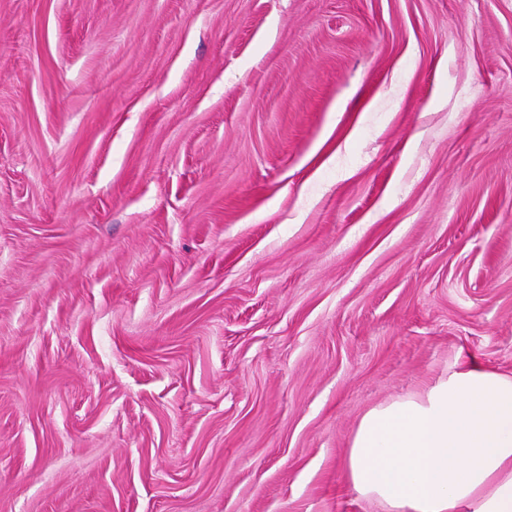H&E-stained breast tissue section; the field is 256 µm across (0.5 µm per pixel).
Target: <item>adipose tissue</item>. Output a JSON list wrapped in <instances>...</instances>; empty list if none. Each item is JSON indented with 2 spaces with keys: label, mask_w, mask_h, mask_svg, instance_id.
<instances>
[{
  "label": "adipose tissue",
  "mask_w": 512,
  "mask_h": 512,
  "mask_svg": "<svg viewBox=\"0 0 512 512\" xmlns=\"http://www.w3.org/2000/svg\"><path fill=\"white\" fill-rule=\"evenodd\" d=\"M346 474L388 512H512V375L471 357L423 395L371 409Z\"/></svg>",
  "instance_id": "obj_1"
}]
</instances>
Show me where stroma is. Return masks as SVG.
I'll use <instances>...</instances> for the list:
<instances>
[{"label":"stroma","instance_id":"1","mask_svg":"<svg viewBox=\"0 0 512 512\" xmlns=\"http://www.w3.org/2000/svg\"><path fill=\"white\" fill-rule=\"evenodd\" d=\"M512 374V0H0V512H385L372 408Z\"/></svg>","mask_w":512,"mask_h":512}]
</instances>
